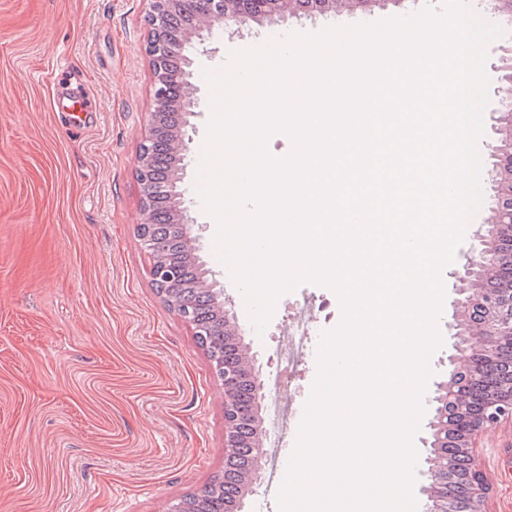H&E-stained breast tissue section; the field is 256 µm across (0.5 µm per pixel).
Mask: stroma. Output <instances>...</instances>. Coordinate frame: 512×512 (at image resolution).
<instances>
[{
    "label": "stroma",
    "instance_id": "stroma-1",
    "mask_svg": "<svg viewBox=\"0 0 512 512\" xmlns=\"http://www.w3.org/2000/svg\"><path fill=\"white\" fill-rule=\"evenodd\" d=\"M441 10V0H373L325 15H274L214 29L189 55L198 102L179 189L195 253L228 300L263 381L279 375L288 324L309 312L313 338L292 376L295 422L318 377V339L336 329V293L301 283L256 333L241 291L214 249L217 225L196 191V158L211 117L207 72L243 50L292 32ZM149 0H0V512H168L224 467V392L192 327L158 293L138 227L146 215L137 160L155 109L145 54ZM486 50L490 101L479 141L483 202L445 284L433 375L414 437L427 469L435 385L448 378L454 273L495 208L487 154L499 126L500 49ZM74 102L89 119L72 131ZM490 484L486 512H512V422L477 442Z\"/></svg>",
    "mask_w": 512,
    "mask_h": 512
}]
</instances>
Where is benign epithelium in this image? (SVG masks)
<instances>
[{"mask_svg":"<svg viewBox=\"0 0 512 512\" xmlns=\"http://www.w3.org/2000/svg\"><path fill=\"white\" fill-rule=\"evenodd\" d=\"M152 8L146 22L149 27V40L146 52L150 57L155 78L154 112L150 114L149 130L146 143L143 144L138 157L137 176L144 188L143 208L146 221L140 225L138 236L141 244L148 250H154L153 241L148 232L154 223L153 204L167 199L174 202L173 223L179 225L186 242H191L188 232V217L177 190L180 173H175L166 183H158L150 174V154L155 137L160 129L159 119L172 103H177L182 112L181 127L173 134L172 152L177 161H183L186 150V127L190 125L188 117L195 115V102L188 89L192 62L185 57L184 50L193 40H204V34H212L215 25L226 28L232 24L243 26L252 17L239 10L233 0H151ZM172 58L184 59V65L177 71L168 69L167 63ZM512 233V226L504 223L487 225L478 234V243L470 248L465 256L462 271L457 273L458 285L455 289L454 319L456 333L453 344L454 353L448 357V380L436 385L434 401L437 403L430 428L436 437L444 433H453L459 437L464 449V464L468 473V492L471 501L485 506L489 495V484L483 468L475 453L476 441L482 433L500 424L505 419L512 420V384L498 392L485 397L480 411H472L471 403L463 382L475 383L480 380V366H492L501 357L502 342L512 343V295L479 291L472 293L475 278L480 271L497 268L501 245L505 233ZM152 278L160 286L161 294L170 307L187 323L194 327V334L200 335L191 310L174 301L175 294L182 288L177 271L157 258L154 261ZM215 302L220 310L219 328L225 335L241 339L233 314L226 309L224 299L218 292L214 293ZM479 298L483 316L476 318L473 305L474 298ZM212 363L217 379L224 390V455L230 456L239 448V428L236 417L237 387L240 377L237 372L224 367L222 360L214 357ZM246 376L253 383L256 406L264 400L263 382L259 370L255 367L254 357L244 352L241 361ZM455 449H448L445 459L429 460L427 471L423 472L427 485L423 491L427 494V512H452L450 492L438 489V471L444 469L448 476H453L455 469Z\"/></svg>","mask_w":512,"mask_h":512,"instance_id":"obj_1","label":"benign epithelium"}]
</instances>
